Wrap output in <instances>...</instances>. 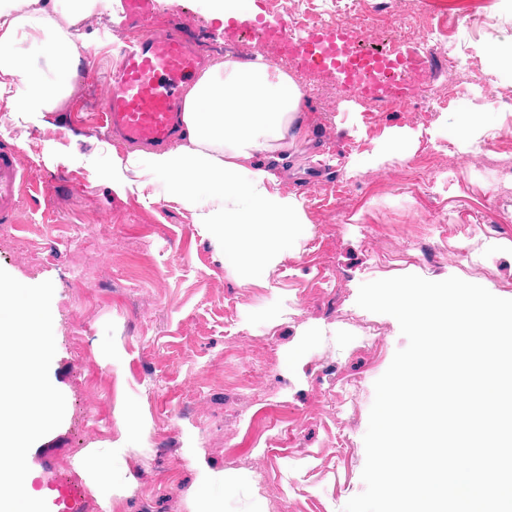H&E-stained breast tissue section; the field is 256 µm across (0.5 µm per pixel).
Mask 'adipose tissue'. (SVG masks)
<instances>
[{
    "label": "adipose tissue",
    "mask_w": 512,
    "mask_h": 512,
    "mask_svg": "<svg viewBox=\"0 0 512 512\" xmlns=\"http://www.w3.org/2000/svg\"><path fill=\"white\" fill-rule=\"evenodd\" d=\"M98 2L69 0L57 9L48 0H0V101L11 111L52 112L71 95L86 59L69 30ZM24 42L49 48L58 77L29 76L18 97L12 88L28 68ZM300 100L296 81L263 57L224 60L186 94V143L152 154L145 166L134 153L115 157L112 188L125 192L131 185L127 174L134 171L143 178L171 175V192L184 203L207 191L199 223L221 229L223 239L241 244L251 262H266L275 238L302 223L303 216L295 196L275 191L276 175L254 158L285 153L304 137Z\"/></svg>",
    "instance_id": "adipose-tissue-1"
}]
</instances>
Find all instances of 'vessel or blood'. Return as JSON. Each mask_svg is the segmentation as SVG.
<instances>
[{
    "label": "vessel or blood",
    "instance_id": "b4317fda",
    "mask_svg": "<svg viewBox=\"0 0 512 512\" xmlns=\"http://www.w3.org/2000/svg\"><path fill=\"white\" fill-rule=\"evenodd\" d=\"M121 3L122 24L135 33L109 62L101 121L127 146H164L183 129L185 91L203 70L204 61L186 40L180 24L160 32L143 27L155 0ZM268 36L280 52L298 58L306 69L352 74L351 63L340 58L341 51L358 40L352 29L336 27L321 35L292 38L280 26L269 30ZM18 156V147H0V222L4 224L13 218L27 180ZM51 492L55 512H81L83 487L78 477L55 483Z\"/></svg>",
    "mask_w": 512,
    "mask_h": 512
}]
</instances>
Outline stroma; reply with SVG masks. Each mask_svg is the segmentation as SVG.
<instances>
[{"label": "stroma", "instance_id": "35a3bbf8", "mask_svg": "<svg viewBox=\"0 0 512 512\" xmlns=\"http://www.w3.org/2000/svg\"><path fill=\"white\" fill-rule=\"evenodd\" d=\"M496 2L416 7L458 40L453 54L432 56L433 71L481 75L497 103L468 89L441 108L410 83L406 106L368 105L335 75H306L305 139L255 158L273 165L305 221L261 265L198 224L169 176L113 191L112 158L128 150L96 118L111 5L80 25L99 61L61 108L19 116L0 102V145L20 147L32 182L0 230V268L27 285L53 282L50 379L66 399L61 425L28 452L34 490L93 451L110 459L111 478L86 483L83 512H200L206 499L221 512H342L364 491L374 383L407 341L394 317L357 305L360 285L456 276L512 299V183L497 171L512 157V73L489 54L512 41V9ZM471 13L482 21L469 29ZM172 22L202 53L252 54L249 40L224 42L206 0H155L144 24ZM473 114L483 130L465 145L456 131ZM440 143L448 171L423 187L418 174L437 166Z\"/></svg>", "mask_w": 512, "mask_h": 512}]
</instances>
